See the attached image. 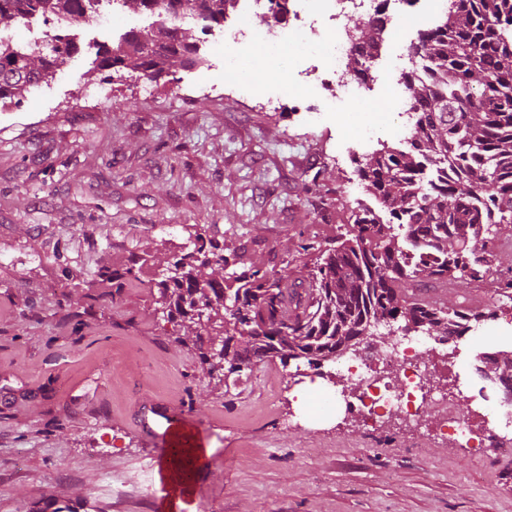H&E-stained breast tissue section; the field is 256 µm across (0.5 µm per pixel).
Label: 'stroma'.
<instances>
[{"label":"stroma","mask_w":512,"mask_h":512,"mask_svg":"<svg viewBox=\"0 0 512 512\" xmlns=\"http://www.w3.org/2000/svg\"><path fill=\"white\" fill-rule=\"evenodd\" d=\"M99 29L54 78L0 108V512H155L154 449L130 422L146 399L208 435L209 481L183 512H512V458L446 434L434 409L371 431L323 416L290 368L203 373L156 302L161 258L205 233L257 242L278 273H308L316 246L374 205L348 148H400L384 97L337 118L268 111L231 88L282 83L246 63L141 75L91 72ZM112 83V101L77 86ZM137 265L120 296L103 266Z\"/></svg>","instance_id":"1"}]
</instances>
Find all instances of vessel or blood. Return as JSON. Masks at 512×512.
I'll return each mask as SVG.
<instances>
[{
	"instance_id": "1",
	"label": "vessel or blood",
	"mask_w": 512,
	"mask_h": 512,
	"mask_svg": "<svg viewBox=\"0 0 512 512\" xmlns=\"http://www.w3.org/2000/svg\"><path fill=\"white\" fill-rule=\"evenodd\" d=\"M157 454V480L163 490L157 512H179L183 499L199 491L212 464L195 421L158 400L142 401L132 416Z\"/></svg>"
}]
</instances>
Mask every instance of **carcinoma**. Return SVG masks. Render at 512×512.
Returning a JSON list of instances; mask_svg holds the SVG:
<instances>
[{
	"mask_svg": "<svg viewBox=\"0 0 512 512\" xmlns=\"http://www.w3.org/2000/svg\"><path fill=\"white\" fill-rule=\"evenodd\" d=\"M97 0H0V25L61 14L92 17ZM448 22L422 35L414 55L422 75L404 76L416 124L409 150L385 146L358 163L367 193L386 210H351L350 238L319 250L316 272L290 279L264 264L227 272L238 254L195 233L191 248L171 255L172 275L157 282L158 304L194 339L212 379L252 370L267 357L309 365L336 357L376 335L405 326L433 336L456 333L452 316L480 321L487 313L464 302L437 301L432 292L486 281L499 255L488 249L496 227L512 224V0H451ZM234 0H123L133 11L190 9L224 21ZM385 19L359 22L348 69L363 73L382 45ZM196 41L180 27L127 34L102 48L94 69L150 73L196 62ZM77 53L74 43L0 44V102H20ZM428 241L436 255L406 259L401 234ZM98 280L121 289L139 279L134 266L103 267ZM206 311V323L195 319ZM220 346L213 347L214 343ZM498 381H512V351L488 362Z\"/></svg>",
	"mask_w": 512,
	"mask_h": 512,
	"instance_id": "cac0c4a2",
	"label": "carcinoma"
}]
</instances>
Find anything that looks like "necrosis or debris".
I'll list each match as a JSON object with an SVG mask.
<instances>
[{
  "mask_svg": "<svg viewBox=\"0 0 512 512\" xmlns=\"http://www.w3.org/2000/svg\"><path fill=\"white\" fill-rule=\"evenodd\" d=\"M274 20L264 29L254 30L243 22L249 11L247 0H238L231 25L215 28L191 12L171 16L160 12L149 15L147 23L124 14L119 0H101L92 20L97 26L113 28L126 34L142 30L144 25L186 23L200 32L198 70L209 71L215 57H223L225 71L239 68L242 60L261 47L284 68L285 85H273L264 91L248 83H238L244 96H262L270 106H279L289 90L316 98V113L335 117L351 105L364 102L374 90L378 78L374 71L365 76L351 75L346 59L352 43L347 18L384 17V41L408 30L431 33L443 28L449 11L448 0H267ZM303 48L302 56L288 57V45ZM461 338L422 336L402 332L387 352L377 347L360 350L353 357L337 361L335 370L325 372L315 367L296 370V384L320 382L322 395L331 404L344 405L350 414L367 427H379L386 418L416 419L429 406L442 407L464 399L459 382L462 374L480 378L487 370L486 359L498 349L488 343L477 350L468 364H461ZM431 352V364H423V352ZM445 378L453 385L445 391L431 387L428 377Z\"/></svg>",
  "mask_w": 512,
  "mask_h": 512,
  "instance_id": "4bbe7bcc",
  "label": "necrosis or debris"
}]
</instances>
